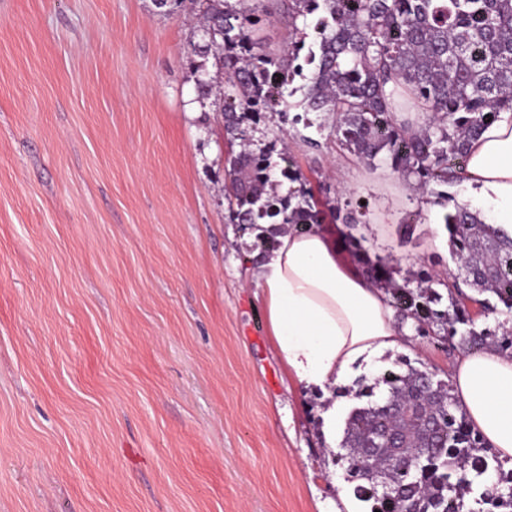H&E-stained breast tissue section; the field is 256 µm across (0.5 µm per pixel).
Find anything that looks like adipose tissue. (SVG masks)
I'll list each match as a JSON object with an SVG mask.
<instances>
[{
    "instance_id": "adipose-tissue-1",
    "label": "adipose tissue",
    "mask_w": 512,
    "mask_h": 512,
    "mask_svg": "<svg viewBox=\"0 0 512 512\" xmlns=\"http://www.w3.org/2000/svg\"><path fill=\"white\" fill-rule=\"evenodd\" d=\"M467 197L512 232V115L488 124L469 145ZM332 227L278 235L259 265L257 287L270 340L284 373L324 390L354 366L409 349L384 291L346 258ZM454 395L472 427L512 463V356L488 348L465 355L453 372Z\"/></svg>"
}]
</instances>
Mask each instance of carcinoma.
I'll use <instances>...</instances> for the list:
<instances>
[{"instance_id":"cac0c4a2","label":"carcinoma","mask_w":512,"mask_h":512,"mask_svg":"<svg viewBox=\"0 0 512 512\" xmlns=\"http://www.w3.org/2000/svg\"><path fill=\"white\" fill-rule=\"evenodd\" d=\"M282 6L288 43L270 51L256 14ZM198 8L200 35L186 52L201 108L223 102L224 135L239 143L228 159V221L250 241L253 263L275 247L268 224L303 232L323 222L320 199L286 149L255 137L263 118L326 129L336 148L372 168L387 167L447 208L452 281L420 275L399 283L388 261L362 254L365 274L389 295L401 322L451 348L493 347L512 356V332L477 328L476 318L512 314V234L486 223L448 189L462 185L468 147L483 128L512 112V0H172ZM316 16L313 34L297 21ZM299 97L294 102L292 98ZM496 299L468 296L461 285ZM447 289L448 305L440 308ZM480 306L477 312L468 303ZM384 389L382 396L376 390ZM333 463L354 483L366 512H512V470L489 456L485 440L457 407L452 386L404 357L358 382ZM426 452L397 466L367 448ZM392 493L385 494L381 483Z\"/></svg>"}]
</instances>
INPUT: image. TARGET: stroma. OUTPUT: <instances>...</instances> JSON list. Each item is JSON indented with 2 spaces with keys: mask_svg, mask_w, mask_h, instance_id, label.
I'll return each mask as SVG.
<instances>
[{
  "mask_svg": "<svg viewBox=\"0 0 512 512\" xmlns=\"http://www.w3.org/2000/svg\"><path fill=\"white\" fill-rule=\"evenodd\" d=\"M194 11L0 0V512H333L348 395L286 379L224 210L230 145L195 102ZM291 129L324 222L397 279L457 272L444 207ZM420 213L413 228L408 214ZM448 380L458 355L413 336Z\"/></svg>",
  "mask_w": 512,
  "mask_h": 512,
  "instance_id": "stroma-1",
  "label": "stroma"
}]
</instances>
